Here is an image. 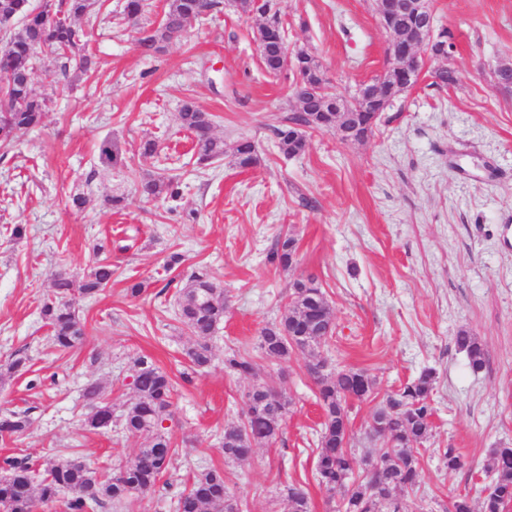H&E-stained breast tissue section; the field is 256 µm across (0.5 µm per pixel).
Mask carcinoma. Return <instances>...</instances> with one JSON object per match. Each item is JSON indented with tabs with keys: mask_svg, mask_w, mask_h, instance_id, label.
I'll return each mask as SVG.
<instances>
[{
	"mask_svg": "<svg viewBox=\"0 0 512 512\" xmlns=\"http://www.w3.org/2000/svg\"><path fill=\"white\" fill-rule=\"evenodd\" d=\"M244 13L254 12L265 18L254 35L260 48V59L266 71L276 75L288 68L292 84L313 82L314 74H325L321 63L311 54L288 66V47L283 43L287 29L273 0H232ZM93 0H53L39 8L30 0H0V30H7L8 41L0 50V75L8 77L0 85V144H8L19 135L37 127L45 115L47 98L34 85L31 73L39 52L61 64L63 73L74 70L86 74L98 68L96 55L88 50L84 30L76 20L90 12ZM219 7L217 0H169L160 21L138 39L144 53H156L176 32H184L204 9ZM454 47L453 34L443 28L434 31L425 49L435 57H448ZM432 85L443 90L457 83L455 71L441 67L432 75ZM322 94L302 93L295 97L298 107L288 123L276 129L281 151L288 157L304 154L308 149L307 132H336V127L359 124V138L382 118L386 108L372 112H356L352 99L337 100L330 92L328 79ZM181 126L194 135L196 164L207 166L231 154L242 169L257 166L259 156L254 143L241 137L232 144L213 134V116L193 104L179 113ZM101 166L122 164L120 144L107 137L98 149ZM175 178L150 177L140 182L139 193L148 201L175 197ZM296 241L291 236L279 240L268 255V261L284 269L292 266ZM112 263L99 260L83 274L75 276L58 272L53 277V297L41 307V315L49 326L53 345L68 351L81 343L85 326L79 318L74 300L93 296L112 283ZM284 312L278 320L264 327L259 336L261 358L274 365L288 361L295 351H307L320 358L318 349L332 338L335 323L331 306L321 286L309 287L298 279L292 284ZM180 322L195 341L187 352L189 371L182 373L187 381L209 367L215 359L211 339L224 321L227 308L224 289L206 274L189 276L177 291ZM456 347L466 353L471 368L481 370L485 351L477 337L466 331L455 337ZM256 362L250 353L233 350L224 355V373L228 376L255 374ZM135 400L119 415L123 429L142 439V446L130 459L99 475L77 459L49 461L38 472L28 463L6 458L0 468L8 472L0 478V512H35L37 506L66 495L65 512H93L106 502L117 507L133 496L156 492L161 479L171 467L175 449L163 422L170 415L173 384L169 375L148 356L135 359L132 367ZM436 372L425 369L397 392L386 396L373 411L371 419L387 425L388 442L376 449L375 457L356 471L357 460L349 448L352 440L350 412L352 402H363L374 394L375 379L365 370L336 367L315 377L316 396L323 412L317 439L315 476L319 485L339 495V512H409L403 509L397 493L414 489L421 474V450L431 436L432 395ZM84 398L90 409L85 424L94 431L112 427L114 410L103 399L101 386L95 380L86 384ZM292 400L285 388L256 383L246 394L243 421L224 430V460L245 462L253 450L276 439L281 421ZM30 425L26 413L0 415V439L24 432ZM490 469L494 473V489L483 496L479 509L470 500L458 496L448 503V512H506L512 505V448H494ZM288 502V512H311L307 488L291 483L280 490ZM225 480L224 471L212 468L197 475L179 495L181 512H236Z\"/></svg>",
	"mask_w": 512,
	"mask_h": 512,
	"instance_id": "cac0c4a2",
	"label": "carcinoma"
}]
</instances>
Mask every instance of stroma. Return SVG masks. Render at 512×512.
<instances>
[{
    "instance_id": "stroma-1",
    "label": "stroma",
    "mask_w": 512,
    "mask_h": 512,
    "mask_svg": "<svg viewBox=\"0 0 512 512\" xmlns=\"http://www.w3.org/2000/svg\"><path fill=\"white\" fill-rule=\"evenodd\" d=\"M121 2L106 0L101 13L79 21L98 71L70 74L60 90L53 64L39 65L34 83L51 98L45 117L0 147V364L27 360L0 385V413L30 416L25 433L0 440V457L75 458L101 471L130 458L142 441L120 424L103 433L84 427L83 390L99 381L122 412L135 397L133 362L147 355L177 381L164 422L177 451L170 487L101 512H174L176 495L212 465L223 468L241 512H287L278 492L291 482L307 485L312 512H336L337 500L314 478L321 410L309 354L295 353L277 370L258 360L252 377L224 373L225 353L256 350L291 283L311 275L336 325L321 356L368 370L381 396L423 369L437 372L432 436L408 503L445 512L460 494L479 502L491 450L512 448V89L493 81L498 65L512 64V0H435L439 25L454 35L450 56L426 58L418 85L364 140L315 133L294 158L274 135L296 109L291 76L269 75L261 64L254 33L262 17L216 8L146 56L137 40L164 0H149L135 23L123 18ZM277 3L291 48L316 57L341 96L384 71L390 35L373 0ZM443 66L456 71L454 88L433 87L431 73ZM189 100L213 114L225 143L253 140L259 164L242 169L227 156L194 169L192 136L179 120ZM108 136L122 146V168L97 164ZM147 139L157 141V155H142ZM158 174L175 176L177 197L141 201L139 181ZM77 191L88 198L81 210L68 204ZM116 194L124 208L107 204ZM16 224L25 232L13 240ZM287 233L297 254L285 269L267 255ZM99 244L115 270L112 284L79 299L84 340L58 351L40 307L55 272L83 271ZM175 253L181 261L169 265ZM198 270L224 287L228 310L211 340L214 362L186 383L179 376L193 339L175 295ZM139 282L144 292L131 296ZM462 330L486 350L480 371L454 344ZM272 380L292 401L277 441L246 462H225V428L240 422L254 382ZM449 448L463 469H446Z\"/></svg>"
}]
</instances>
